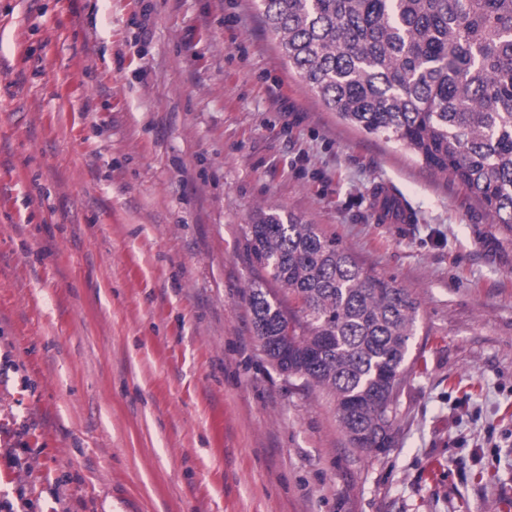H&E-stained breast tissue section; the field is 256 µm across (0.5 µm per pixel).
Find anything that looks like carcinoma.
I'll list each match as a JSON object with an SVG mask.
<instances>
[{
	"label": "carcinoma",
	"mask_w": 512,
	"mask_h": 512,
	"mask_svg": "<svg viewBox=\"0 0 512 512\" xmlns=\"http://www.w3.org/2000/svg\"><path fill=\"white\" fill-rule=\"evenodd\" d=\"M288 66L332 111L464 186L512 233V0H258ZM245 247L295 302L248 294L270 364L336 404L351 447L394 443L418 301L316 224L259 210Z\"/></svg>",
	"instance_id": "1"
}]
</instances>
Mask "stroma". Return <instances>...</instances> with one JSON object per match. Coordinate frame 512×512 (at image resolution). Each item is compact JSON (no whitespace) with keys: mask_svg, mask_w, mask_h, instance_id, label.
Instances as JSON below:
<instances>
[{"mask_svg":"<svg viewBox=\"0 0 512 512\" xmlns=\"http://www.w3.org/2000/svg\"><path fill=\"white\" fill-rule=\"evenodd\" d=\"M268 207L419 302L384 452L260 348L244 236ZM18 488L28 512H512V234L329 110L255 0H0Z\"/></svg>","mask_w":512,"mask_h":512,"instance_id":"1","label":"stroma"}]
</instances>
